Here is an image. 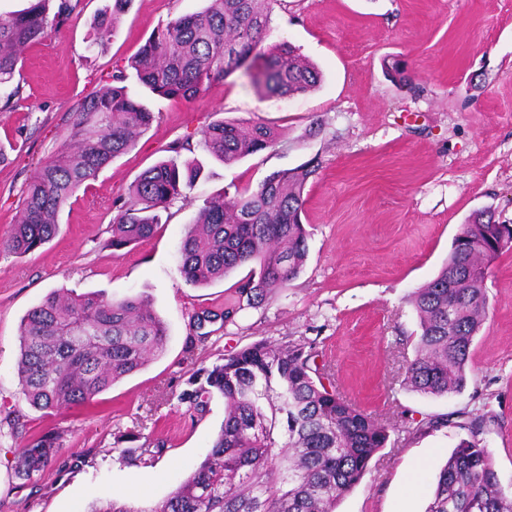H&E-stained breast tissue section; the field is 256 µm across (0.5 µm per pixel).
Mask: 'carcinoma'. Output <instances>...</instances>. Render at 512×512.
Masks as SVG:
<instances>
[{
    "mask_svg": "<svg viewBox=\"0 0 512 512\" xmlns=\"http://www.w3.org/2000/svg\"><path fill=\"white\" fill-rule=\"evenodd\" d=\"M28 0L21 11L0 14V86L14 78L20 55L64 22L72 6L61 0ZM129 0H113L94 23L102 46L115 13ZM278 0H206L154 32L129 63L140 84L159 96L192 100L241 71L272 97L317 88L320 71L292 45H264ZM126 75L112 76L79 101L69 118L67 144L38 163L27 182L19 217L0 239V252L27 254L52 240L59 214L82 186L131 150L155 119L131 98ZM204 149L226 165L271 148L276 134L261 123L214 121L201 130ZM316 166L275 171L254 190L205 199L180 241V273L203 287L247 267L248 274L224 304V322L243 305L257 307L302 271L308 237L301 215L306 183ZM201 174L172 157L146 169L129 186L112 219L108 246L119 249L153 236L160 212L186 197ZM512 249V226L478 216L462 225L448 261L411 296L421 333L404 384L431 396L458 393L467 383L470 349L486 317L488 267ZM16 371L28 404L45 413L90 404L112 385L159 355L167 328L144 295L54 291L19 325ZM303 340L265 339L224 354L201 369L204 380L178 395L204 415L214 395L224 398V421L211 450L148 512H336L386 446L390 423L378 420L337 390L331 366ZM471 423L438 475L426 512H512L493 461ZM62 436L46 433L17 449L16 475L29 480L58 460ZM88 512H143L127 503L97 499Z\"/></svg>",
    "mask_w": 512,
    "mask_h": 512,
    "instance_id": "cac0c4a2",
    "label": "carcinoma"
}]
</instances>
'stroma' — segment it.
Segmentation results:
<instances>
[{
	"label": "stroma",
	"instance_id": "1",
	"mask_svg": "<svg viewBox=\"0 0 512 512\" xmlns=\"http://www.w3.org/2000/svg\"><path fill=\"white\" fill-rule=\"evenodd\" d=\"M111 2L70 0L68 19L22 54L17 94L0 89V237L37 163L63 146L77 103L125 70L153 31L204 4L130 0L101 48L92 43L93 22ZM266 41L298 48L320 69V85L265 98L238 72L184 101L127 77L130 95L154 112L152 125L68 202L51 242L0 254V420L12 413L25 422L15 439L0 427V512H86L106 495L151 512L205 458L224 420L222 397L199 416L177 395L198 369L261 339L313 342L338 391L392 423L386 447L338 512H425L440 468L478 417L480 443L512 492V250L489 266L487 315L465 389L436 397L401 383L420 333L411 293L438 274L475 213L512 224V0H280ZM221 119L263 123L277 143L224 165L200 144L202 127ZM175 146L181 160L202 166L186 198L162 212L151 239L107 247L117 200ZM309 162L318 169L304 192L302 272L224 323L240 276L186 285L178 248L188 224L209 196L256 188L272 172ZM61 288L146 295L168 339L92 405L47 415L21 393L18 328ZM205 311L213 320L194 327ZM45 432L61 434L63 461L33 481L16 478V448ZM128 432L133 447L163 444L159 459L146 465L123 455L115 438Z\"/></svg>",
	"mask_w": 512,
	"mask_h": 512
}]
</instances>
